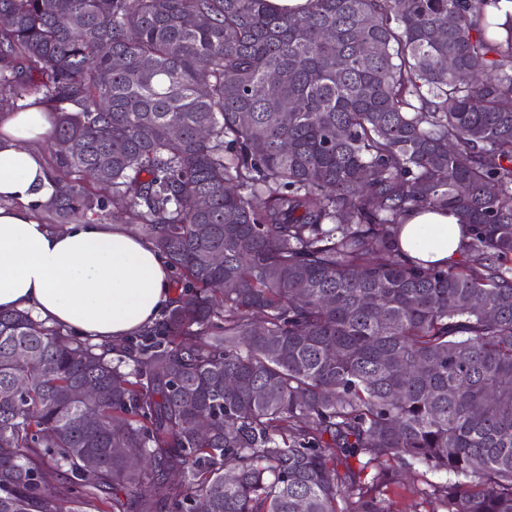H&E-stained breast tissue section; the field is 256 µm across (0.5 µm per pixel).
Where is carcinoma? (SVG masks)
<instances>
[{
	"label": "carcinoma",
	"mask_w": 512,
	"mask_h": 512,
	"mask_svg": "<svg viewBox=\"0 0 512 512\" xmlns=\"http://www.w3.org/2000/svg\"><path fill=\"white\" fill-rule=\"evenodd\" d=\"M498 3L0 0V92L54 116L41 208L113 210L178 291L107 347L0 312V512H390L416 464L429 512H512ZM421 209L460 216L465 262L405 256Z\"/></svg>",
	"instance_id": "obj_1"
}]
</instances>
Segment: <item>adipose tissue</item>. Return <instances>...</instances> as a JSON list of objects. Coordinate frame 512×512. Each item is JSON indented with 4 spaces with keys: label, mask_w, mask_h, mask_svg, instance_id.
I'll use <instances>...</instances> for the list:
<instances>
[{
    "label": "adipose tissue",
    "mask_w": 512,
    "mask_h": 512,
    "mask_svg": "<svg viewBox=\"0 0 512 512\" xmlns=\"http://www.w3.org/2000/svg\"><path fill=\"white\" fill-rule=\"evenodd\" d=\"M53 115L44 103L0 117V311L40 320L108 343L151 323L170 298L171 270L153 245L123 224L56 227L32 209L52 192L42 155ZM456 212L410 216L400 247L441 266L461 252Z\"/></svg>",
    "instance_id": "1"
}]
</instances>
